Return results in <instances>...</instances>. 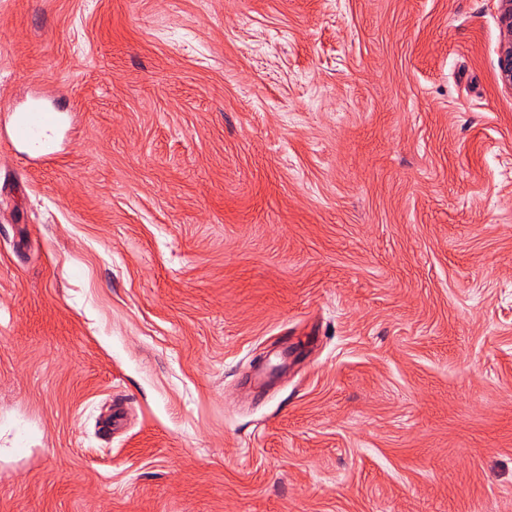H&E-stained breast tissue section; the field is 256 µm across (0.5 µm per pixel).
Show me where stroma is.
<instances>
[{"instance_id": "stroma-1", "label": "stroma", "mask_w": 512, "mask_h": 512, "mask_svg": "<svg viewBox=\"0 0 512 512\" xmlns=\"http://www.w3.org/2000/svg\"><path fill=\"white\" fill-rule=\"evenodd\" d=\"M497 0H0V512H512ZM12 120L9 128L11 144L28 148L38 146L44 134L58 129L63 123L62 112L50 109L39 102H33L19 112H11Z\"/></svg>"}]
</instances>
